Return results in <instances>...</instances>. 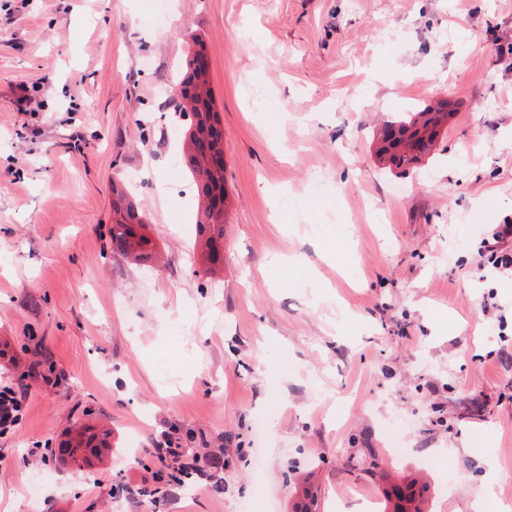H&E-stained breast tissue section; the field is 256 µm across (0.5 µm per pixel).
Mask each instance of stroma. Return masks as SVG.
Wrapping results in <instances>:
<instances>
[{"instance_id": "1", "label": "stroma", "mask_w": 512, "mask_h": 512, "mask_svg": "<svg viewBox=\"0 0 512 512\" xmlns=\"http://www.w3.org/2000/svg\"><path fill=\"white\" fill-rule=\"evenodd\" d=\"M512 0H0V512H512ZM224 128L220 275L194 248L185 60ZM447 96L420 167L386 121ZM131 190L160 265L112 254ZM112 451L62 463L65 433ZM224 451L220 485L139 495L162 432ZM43 449L32 457L33 448ZM20 406L21 400L13 389L4 387L0 390V433H5L14 426L19 417ZM418 479L413 478L406 484H391L385 493V508L383 512H425L420 503L423 486L416 490Z\"/></svg>"}]
</instances>
